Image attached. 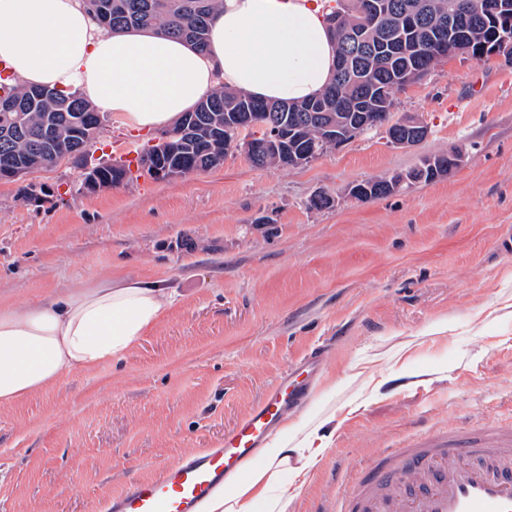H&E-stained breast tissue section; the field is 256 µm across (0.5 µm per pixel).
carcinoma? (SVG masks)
Wrapping results in <instances>:
<instances>
[{
	"mask_svg": "<svg viewBox=\"0 0 512 512\" xmlns=\"http://www.w3.org/2000/svg\"><path fill=\"white\" fill-rule=\"evenodd\" d=\"M223 0H83L90 13L92 4L103 5L109 13L107 34L128 30H149L182 40L196 50L205 51L209 40L208 17ZM388 5L385 13L363 32L360 44L335 42L336 53L347 52L358 59L359 68L350 72H334L329 87L317 96L299 102H267L246 92L220 86L203 97L194 110L193 132L182 139L175 153L164 155L160 161L177 162L188 170L204 171L219 167L232 150V141L224 138V128L239 117L265 127L283 126L293 133L291 142L295 151L313 158L321 155L319 139L322 125L331 116L345 127L359 128L358 113L373 112L381 122L393 118L394 94L407 83L428 75L443 62L434 43L436 32L444 31L450 39H466L479 47L484 42L506 39V59H512V30L497 36V26L489 17L473 20L448 21L450 0H424L428 13L422 23L408 31L400 24L404 10L415 0H382ZM395 42L405 43L409 55L389 52ZM378 84L386 87V97L377 103L370 89ZM55 127L58 138L69 143V131L78 126L84 132L100 131L102 124L96 107L79 95L66 96L58 91L23 113L20 124L0 134V158L8 156L23 163L41 158L44 154V131ZM256 169L295 167L291 156L260 151L250 157ZM450 163L447 154L434 155V165L422 160L406 170L411 181L407 189L417 183H431L440 178L443 166ZM396 193L390 179L376 177L357 182L353 198L368 201Z\"/></svg>",
	"mask_w": 512,
	"mask_h": 512,
	"instance_id": "carcinoma-1",
	"label": "carcinoma"
}]
</instances>
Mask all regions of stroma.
<instances>
[{
    "mask_svg": "<svg viewBox=\"0 0 512 512\" xmlns=\"http://www.w3.org/2000/svg\"><path fill=\"white\" fill-rule=\"evenodd\" d=\"M422 115L410 148L375 129L295 169L223 166L88 193L66 161L0 181V306L106 278L170 288L167 316L119 362L0 408V512H103L134 480L208 448L315 347L327 361L294 417L320 453L288 512L335 501L376 448L448 421L512 419V62L455 58L396 92ZM155 136L109 113L87 163ZM453 148L446 177L359 202L347 185ZM36 199H26L28 189ZM328 210L309 209L314 194ZM269 216L266 224L258 216Z\"/></svg>",
    "mask_w": 512,
    "mask_h": 512,
    "instance_id": "35a3bbf8",
    "label": "stroma"
}]
</instances>
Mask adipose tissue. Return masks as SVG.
Masks as SVG:
<instances>
[{"instance_id": "1", "label": "adipose tissue", "mask_w": 512, "mask_h": 512, "mask_svg": "<svg viewBox=\"0 0 512 512\" xmlns=\"http://www.w3.org/2000/svg\"><path fill=\"white\" fill-rule=\"evenodd\" d=\"M332 0H223L200 53L149 31L103 33L82 0H0V69L9 84L76 93L132 130L173 126L217 84L300 101L329 83ZM173 293L141 279L105 280L22 306L0 307V406L76 369L121 360L160 322ZM318 455L281 426L229 489L199 512H288V462Z\"/></svg>"}]
</instances>
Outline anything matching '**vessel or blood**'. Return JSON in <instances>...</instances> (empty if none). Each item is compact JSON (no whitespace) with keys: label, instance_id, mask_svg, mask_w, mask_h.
I'll list each match as a JSON object with an SVG mask.
<instances>
[{"label":"vessel or blood","instance_id":"obj_1","mask_svg":"<svg viewBox=\"0 0 512 512\" xmlns=\"http://www.w3.org/2000/svg\"><path fill=\"white\" fill-rule=\"evenodd\" d=\"M325 360L323 350L308 352L216 446L162 465L112 495L106 512H197L244 471L285 416L307 404ZM315 512H512V425L489 438L461 428L381 449L338 495L335 510Z\"/></svg>","mask_w":512,"mask_h":512}]
</instances>
